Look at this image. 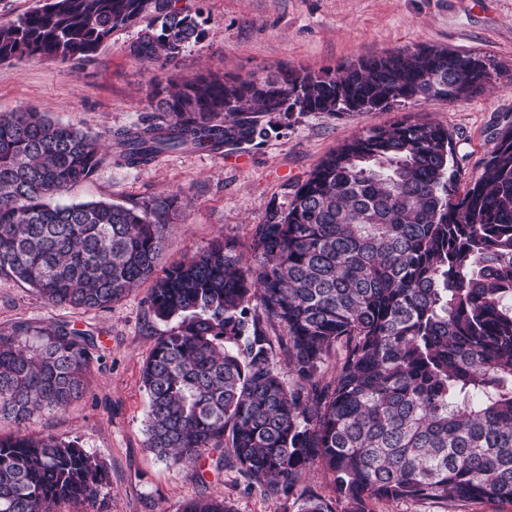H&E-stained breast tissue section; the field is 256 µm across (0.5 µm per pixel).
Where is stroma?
I'll list each match as a JSON object with an SVG mask.
<instances>
[{"mask_svg":"<svg viewBox=\"0 0 512 512\" xmlns=\"http://www.w3.org/2000/svg\"><path fill=\"white\" fill-rule=\"evenodd\" d=\"M201 10L205 34L170 72L243 77L281 66L312 71L397 49L425 46L472 53L493 69L490 83L457 102L430 100L386 112L303 116L276 114L267 136L215 153L187 149L131 167L106 159L96 175L73 187L65 202L104 200L132 205L181 191L180 216L158 259L167 267L218 238L249 246L269 206L288 209L296 188L332 150L366 129L401 120L448 128L464 179L477 176L496 128L512 121V0H179ZM139 27L120 30L80 62L14 58L0 62V113L30 105L54 119L101 135L139 124L151 106V72L127 47ZM148 284L102 310L53 306L0 274V335L17 326L57 323L90 331L97 347L88 394L64 411L37 418L30 433L75 440L108 472L112 512H178L198 495L222 497L231 512H293L291 500L268 495L233 460L215 469L202 458L186 469L158 460L145 445L148 399L142 368L172 322L146 303Z\"/></svg>","mask_w":512,"mask_h":512,"instance_id":"obj_1","label":"stroma"}]
</instances>
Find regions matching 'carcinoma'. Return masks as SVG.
<instances>
[{
    "label": "carcinoma",
    "mask_w": 512,
    "mask_h": 512,
    "mask_svg": "<svg viewBox=\"0 0 512 512\" xmlns=\"http://www.w3.org/2000/svg\"><path fill=\"white\" fill-rule=\"evenodd\" d=\"M178 0H46L0 22V62L83 61L116 30L145 23L128 46L159 65L155 111L109 132L115 162L145 166L184 148L253 142L264 118L376 112L475 94L480 56L426 46L363 57L336 72L280 67L177 82L163 73L203 35ZM481 173L459 188L448 129L402 121L330 152L288 211L255 227L251 262L218 239L157 269L181 192L127 207L55 204L93 178L101 136L31 106L0 113V273L45 301L105 309L150 281L148 309L177 326L142 369L146 447L194 467L219 453L296 512H335L296 492L316 464L350 512L370 499L453 507L512 503V122L496 129ZM284 329L288 379L260 317ZM94 335L66 324L0 336V512H65L99 501L104 465L76 440L23 428L89 389ZM336 357L334 377L325 367ZM180 512H230L198 496Z\"/></svg>",
    "instance_id": "cac0c4a2"
}]
</instances>
